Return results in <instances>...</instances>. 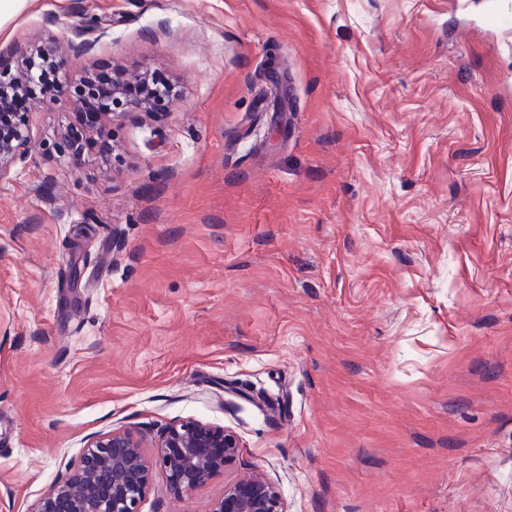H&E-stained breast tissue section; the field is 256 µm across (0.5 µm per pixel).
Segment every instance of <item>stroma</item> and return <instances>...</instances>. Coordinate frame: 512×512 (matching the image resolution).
<instances>
[{"label": "stroma", "instance_id": "35a3bbf8", "mask_svg": "<svg viewBox=\"0 0 512 512\" xmlns=\"http://www.w3.org/2000/svg\"><path fill=\"white\" fill-rule=\"evenodd\" d=\"M512 0H31L63 79L176 88L80 163L73 101L0 181V512L91 438L232 431L288 512H512ZM83 29L91 50H67ZM288 73L280 102L271 63Z\"/></svg>", "mask_w": 512, "mask_h": 512}]
</instances>
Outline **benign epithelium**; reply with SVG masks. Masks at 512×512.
<instances>
[{
    "label": "benign epithelium",
    "instance_id": "benign-epithelium-1",
    "mask_svg": "<svg viewBox=\"0 0 512 512\" xmlns=\"http://www.w3.org/2000/svg\"><path fill=\"white\" fill-rule=\"evenodd\" d=\"M29 146L27 117L7 130L0 126V179L27 154ZM238 448L237 437L225 428L186 420L163 433L152 462L133 433L115 430L86 446L72 474L52 484L31 512H141L153 466L180 493L206 482L235 458ZM211 512L287 510L275 484L252 475L227 485L224 499Z\"/></svg>",
    "mask_w": 512,
    "mask_h": 512
}]
</instances>
